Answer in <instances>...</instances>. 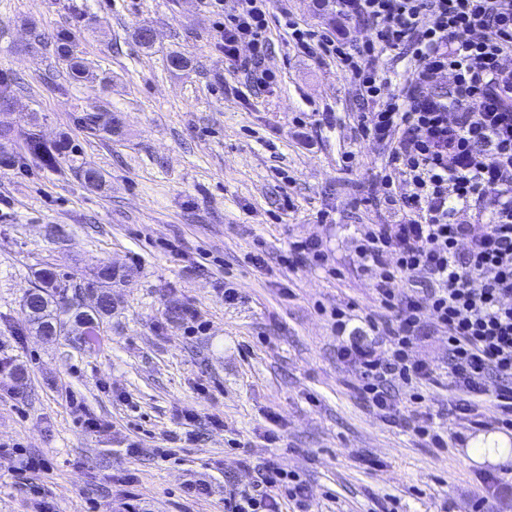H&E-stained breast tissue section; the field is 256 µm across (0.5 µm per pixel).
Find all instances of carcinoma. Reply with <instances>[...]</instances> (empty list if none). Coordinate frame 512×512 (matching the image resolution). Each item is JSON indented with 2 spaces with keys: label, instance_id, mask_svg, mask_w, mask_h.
I'll list each match as a JSON object with an SVG mask.
<instances>
[{
  "label": "carcinoma",
  "instance_id": "cac0c4a2",
  "mask_svg": "<svg viewBox=\"0 0 512 512\" xmlns=\"http://www.w3.org/2000/svg\"><path fill=\"white\" fill-rule=\"evenodd\" d=\"M52 43L66 63L68 74L75 80L86 78L87 69L76 52L71 32L63 29L52 36ZM37 116L27 121L26 135L31 153L42 165L55 169L60 163L62 146L50 145L36 133ZM80 127L89 135L98 137L121 132L110 111L94 108L79 118ZM82 182L94 189L103 185V174L94 168L79 171ZM129 274L112 268L110 264L97 266L90 277L77 278L47 265L35 271V282L24 296L22 306L29 329L55 337V340L78 337L84 346L95 345L104 326L110 323L115 303L112 289L128 281Z\"/></svg>",
  "mask_w": 512,
  "mask_h": 512
}]
</instances>
